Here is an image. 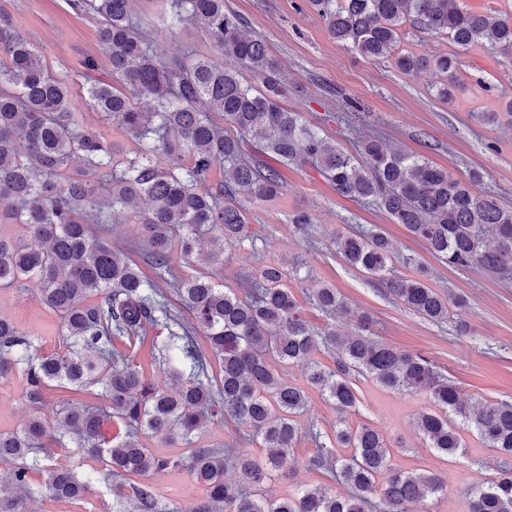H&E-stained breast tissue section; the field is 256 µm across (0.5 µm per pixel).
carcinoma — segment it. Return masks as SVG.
Listing matches in <instances>:
<instances>
[{"label": "carcinoma", "instance_id": "cac0c4a2", "mask_svg": "<svg viewBox=\"0 0 512 512\" xmlns=\"http://www.w3.org/2000/svg\"><path fill=\"white\" fill-rule=\"evenodd\" d=\"M325 20L330 36L368 59L393 60L404 73L438 72L444 82L436 96H455L460 61L439 55L397 53L405 24L443 35L460 48L479 41L512 51V22L465 10L458 0H309ZM78 14L99 18V54L88 55L76 76L83 79L88 105L117 122L141 146L132 158H119L112 145L81 125L72 109L76 81L52 72L34 44L0 9V206L26 238L0 235V285L28 280L40 284L41 300L63 321L65 349L30 352L31 341L0 316V380L23 369L26 397L41 403L55 385L71 394L57 414L53 440L63 450L94 459L88 473L53 463L40 454L45 423L30 419L24 429L0 433V512H27L32 475H45L50 496L75 501L94 480L112 487V512H163L150 483L158 473L188 468L204 496L190 512H410V506L444 493L439 475L403 472L390 464L380 430L362 424L336 425L338 453L309 427L317 447L307 462L349 489L307 487L275 498L264 492L272 472L284 467L300 439L297 417L307 407L305 390L285 380L287 365L307 366V382L341 414L357 404L352 382L357 373L398 393L421 394L431 407L418 413L415 427L427 447L450 456L465 447L464 431L476 433L502 456L499 473L486 487L471 490L468 512H512V403L460 402L455 384L420 355L402 353L363 334L317 332L288 288L283 269L267 265L228 288L208 275L177 277L171 271L174 247L189 256L207 250L224 263V244L248 238V219L239 196L267 201L282 190L280 171L266 162L308 164L342 197L368 201L423 240L442 262L455 268L479 266L512 276V208L478 195L469 181L451 176L428 158L389 147L364 136L349 154L322 137L298 112L280 104L285 86L281 62L267 44L247 35L245 21L224 9V0H171L156 19L136 17L132 0H69ZM191 21L261 81L256 87L236 70L207 57H165L156 52L151 28L176 29ZM115 83L98 80L99 57ZM152 100L142 111L133 95ZM224 117L215 124L210 113ZM185 154L184 167H164L157 150ZM220 166L224 176L211 181ZM146 199L141 255L153 277L129 255L112 246L120 235L119 216ZM346 262L385 284L419 315L443 322L450 300L419 279L385 277L398 254L382 232L360 227L336 236ZM177 296L192 320L171 311ZM313 305L334 315L349 311L336 289H315ZM167 331L152 337L156 360L173 387L162 386L130 363L129 353L147 340V328ZM204 332L207 347L196 335ZM324 350L334 366L317 360ZM219 374H209L212 363ZM230 419L248 431L266 454L261 466L233 448H195L194 438L210 422ZM118 433L108 437L106 429ZM179 441L186 456L158 455L140 433ZM238 470L242 484L224 480ZM383 483H378L380 476ZM381 486L382 504L372 499Z\"/></svg>", "mask_w": 512, "mask_h": 512}]
</instances>
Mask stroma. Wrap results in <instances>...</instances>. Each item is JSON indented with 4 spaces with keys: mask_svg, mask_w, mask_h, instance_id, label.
Instances as JSON below:
<instances>
[{
    "mask_svg": "<svg viewBox=\"0 0 512 512\" xmlns=\"http://www.w3.org/2000/svg\"><path fill=\"white\" fill-rule=\"evenodd\" d=\"M225 6L242 17L251 33L264 40L281 60L282 78L288 88L284 106L301 113L322 136L349 152L356 151L360 135L376 136L424 154L463 180L471 171H479L476 192L512 207V115L500 109L504 101L512 99V53L484 43L458 51L460 89L452 101L444 102L435 95L442 81L439 73L405 74L393 61L361 56L329 35L308 0H225ZM1 8L13 15L18 29L30 38L44 64L53 71H80L82 59L98 50L97 20L73 12L68 0H0ZM153 40L167 56L199 54L230 67L235 64L191 23L173 31L156 29ZM75 106L83 115L85 128L99 133L123 154H136L138 142L118 123L104 120L92 110L84 92H77ZM495 111L500 114L498 122L480 120V113ZM281 177V195L266 202H246L251 238L225 244L223 265H213L203 253L186 257L176 250L172 253L173 271L180 276L212 274L233 287L265 265H279L289 271L288 286L318 330L350 328L344 315L328 316L312 305L315 288L326 284L336 288L355 313L369 317L374 339L426 356L457 385L463 397L512 401V280L476 266L449 267L403 225L393 223L374 205L339 196L310 167L282 168ZM297 210L307 211L313 218L308 235L297 233L288 222L289 214ZM359 226L378 228L402 254L417 259L414 267L392 261L393 276L414 279L424 269L430 287L465 296L468 335H458L454 322L423 319L390 294L384 284L349 266L336 251V234L353 232ZM0 316L11 319L39 352L51 353L63 346L61 320L42 303L34 283L0 288ZM25 388L19 371L0 381V432L22 428L35 415L54 422L65 397L62 389H46L42 402L34 405L27 400ZM356 389L359 401L343 416L318 390L309 389L301 427L312 425L331 435L342 419L352 426L380 428L393 468L428 470L445 481L444 494L415 506L414 512H467L470 489L496 476L500 455L469 433L462 454L440 456L425 446L413 427L416 414L429 406L424 396L390 392L363 377L357 378ZM196 445H230L240 454L257 460L263 457L258 443L239 440L230 421L209 424L198 435ZM315 451L314 442L301 439L288 459L286 475L268 483L267 493L281 497L304 486L326 484L324 472L307 466ZM152 482L162 504L172 512H189L203 495L186 468L156 474ZM33 483L34 495L29 501L32 512H112V493L104 483L93 482L79 501L52 498L42 474H34Z\"/></svg>",
    "mask_w": 512,
    "mask_h": 512,
    "instance_id": "stroma-1",
    "label": "stroma"
}]
</instances>
